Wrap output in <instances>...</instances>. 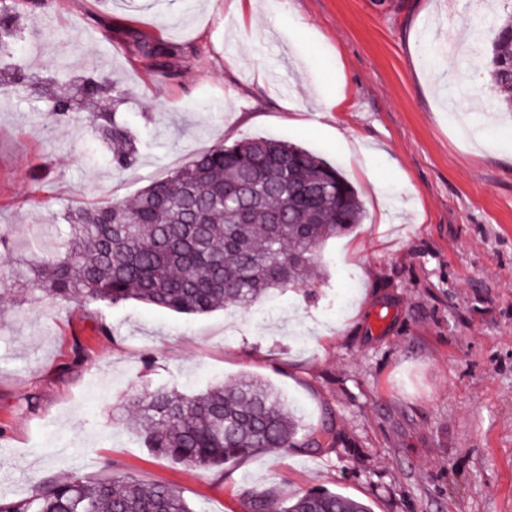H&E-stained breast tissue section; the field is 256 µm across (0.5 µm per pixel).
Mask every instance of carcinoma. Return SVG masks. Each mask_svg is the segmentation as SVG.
<instances>
[{"instance_id":"obj_1","label":"carcinoma","mask_w":512,"mask_h":512,"mask_svg":"<svg viewBox=\"0 0 512 512\" xmlns=\"http://www.w3.org/2000/svg\"><path fill=\"white\" fill-rule=\"evenodd\" d=\"M19 9L0 6V48L17 37ZM488 72L512 112V13L486 27ZM143 65L172 79L176 44L133 34ZM23 75L0 68V94L16 92ZM128 91L102 76L80 97L100 102L96 133L118 169L133 167L140 141L110 107ZM76 100L59 97L54 115L69 118ZM365 208L342 172L297 144L263 137L201 153L131 201L68 212L66 252L31 269L36 290L62 301L109 305L135 300L182 314L248 308L275 291L306 288L322 275L321 247L363 223ZM148 447L169 462L211 469L268 449L312 451L336 444L333 421L307 428L266 381L248 376L188 394L175 387L129 398ZM248 512H371L368 504L329 489L281 498L271 489L246 492ZM0 512H194L167 484L146 486L128 476L72 473L45 482L31 496H0Z\"/></svg>"}]
</instances>
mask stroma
<instances>
[{
    "label": "stroma",
    "mask_w": 512,
    "mask_h": 512,
    "mask_svg": "<svg viewBox=\"0 0 512 512\" xmlns=\"http://www.w3.org/2000/svg\"><path fill=\"white\" fill-rule=\"evenodd\" d=\"M495 2L287 0L242 24L230 0H53L27 22L5 55L26 80L0 95V239L15 261L59 254L68 210L132 198L252 137L316 151L368 218L325 245L318 304L287 290L260 321L250 308L60 302L0 281L12 300L0 309V495L111 471L169 484L194 512H246L254 487H326L372 512H512V112L476 38ZM129 31L183 45L176 79L139 62ZM103 75L134 92L118 111L141 143L128 170L112 168L90 114L50 115L55 96ZM490 126L497 140L481 146ZM345 129L367 154L343 150ZM246 375L306 426L333 419L335 447L189 470L130 424L134 392Z\"/></svg>",
    "instance_id": "stroma-1"
}]
</instances>
